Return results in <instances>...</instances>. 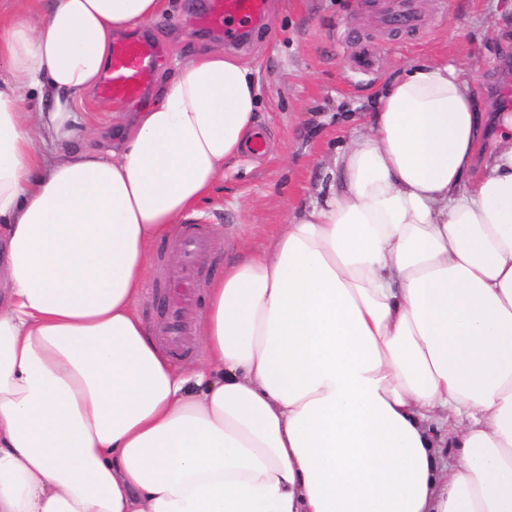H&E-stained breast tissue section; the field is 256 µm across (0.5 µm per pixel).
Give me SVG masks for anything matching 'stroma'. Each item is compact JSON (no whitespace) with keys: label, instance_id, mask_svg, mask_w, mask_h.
<instances>
[{"label":"stroma","instance_id":"obj_1","mask_svg":"<svg viewBox=\"0 0 512 512\" xmlns=\"http://www.w3.org/2000/svg\"><path fill=\"white\" fill-rule=\"evenodd\" d=\"M168 9L140 30L164 47L156 79L171 75L187 54L228 50L222 31L203 17L210 0H167ZM383 0H269L267 21L238 52L257 70L262 154L242 152L226 168L216 191L200 207L218 250L201 268L202 284L222 276L238 251L263 249L270 234L317 194L338 148L374 111L375 94L404 66L450 58L471 70L481 111H506L497 89L512 81V0H418L421 24H378ZM378 56L377 72L349 85L361 46ZM138 105L102 109L96 93L83 96L80 120L95 131L101 149L112 146L114 120L133 118Z\"/></svg>","mask_w":512,"mask_h":512}]
</instances>
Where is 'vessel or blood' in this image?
<instances>
[{
    "label": "vessel or blood",
    "mask_w": 512,
    "mask_h": 512,
    "mask_svg": "<svg viewBox=\"0 0 512 512\" xmlns=\"http://www.w3.org/2000/svg\"><path fill=\"white\" fill-rule=\"evenodd\" d=\"M267 7L268 0H213L208 22L223 29L227 42L236 43L264 25ZM379 21L385 26H417L415 0H385ZM160 55L159 46L146 38L116 41L112 46L109 71L98 87L99 97L116 104L140 100L152 84ZM177 239L182 261L166 272L162 281L155 284L154 291L167 308V318L158 327L157 334L173 356L182 358L190 349L192 316L199 300V270L216 245L207 236L202 223L194 220L180 224Z\"/></svg>",
    "instance_id": "obj_1"
}]
</instances>
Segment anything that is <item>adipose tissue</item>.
I'll use <instances>...</instances> for the list:
<instances>
[{
  "instance_id": "ef3b65f1",
  "label": "adipose tissue",
  "mask_w": 512,
  "mask_h": 512,
  "mask_svg": "<svg viewBox=\"0 0 512 512\" xmlns=\"http://www.w3.org/2000/svg\"><path fill=\"white\" fill-rule=\"evenodd\" d=\"M15 2L0 512H512V114L477 162L471 74L404 67L326 192L210 283L180 370L138 310L151 246L257 133L253 70L189 55L92 148L77 105L164 0Z\"/></svg>"
}]
</instances>
